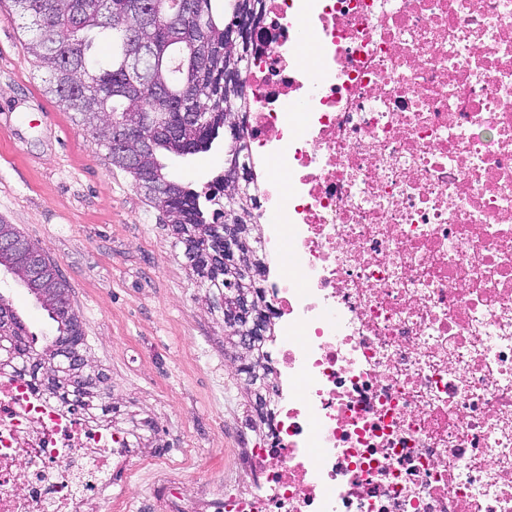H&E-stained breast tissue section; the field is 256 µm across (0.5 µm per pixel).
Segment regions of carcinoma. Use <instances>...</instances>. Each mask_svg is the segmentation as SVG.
I'll list each match as a JSON object with an SVG mask.
<instances>
[{
	"mask_svg": "<svg viewBox=\"0 0 512 512\" xmlns=\"http://www.w3.org/2000/svg\"><path fill=\"white\" fill-rule=\"evenodd\" d=\"M13 0L18 17L32 37L28 50L37 67L48 75L49 92L67 109L75 112L92 133L113 165L128 172L136 185L171 225L177 243L200 286L224 300L233 296L248 307L252 328L253 362L239 363L252 405L264 410L267 382L259 371L267 369L270 355L264 351L271 336L270 318L264 313L266 301L260 287L262 262L254 258L256 224L252 222L255 198L245 192L240 209L248 214L244 223H226L224 195L203 194L171 177L158 156L193 155L206 152L224 128V102H232L231 117L245 125L247 103L237 98L236 85L226 82L224 73H246L251 39H242L239 50L230 52L224 30L238 20L257 26L265 0ZM158 15L157 22L143 36L153 48L149 69L138 75L131 66L135 42L131 35L140 27V15ZM111 38L105 61L93 58L92 50L102 37ZM129 134H148L149 159L136 165L125 149L112 145V129ZM237 241L240 263L224 264V235ZM17 243L0 249V268L13 274L40 301L53 322L54 334L36 349L33 333L0 294V337H6L11 356H0V368L17 376L36 380L44 394L61 404L92 417L103 405L99 388L102 375L71 377L68 368L87 363L83 324L71 306L68 289L52 266L30 279L32 246L11 225L0 220V240ZM59 351L71 361L57 369L45 367V358Z\"/></svg>",
	"mask_w": 512,
	"mask_h": 512,
	"instance_id": "1",
	"label": "carcinoma"
}]
</instances>
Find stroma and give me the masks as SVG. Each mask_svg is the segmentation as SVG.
<instances>
[{
    "mask_svg": "<svg viewBox=\"0 0 512 512\" xmlns=\"http://www.w3.org/2000/svg\"><path fill=\"white\" fill-rule=\"evenodd\" d=\"M11 0H0V220L41 249L65 281L83 323L86 356L104 371L113 430L129 439L132 478L112 477L127 512H202L229 482L233 451L259 435L246 426L244 381L228 369L224 314L186 266L160 212L133 178L111 164L88 128L48 92L27 50ZM194 189L224 171V149L166 156ZM0 294L39 334L45 311L16 279ZM186 466L158 470L145 458Z\"/></svg>",
    "mask_w": 512,
    "mask_h": 512,
    "instance_id": "35a3bbf8",
    "label": "stroma"
}]
</instances>
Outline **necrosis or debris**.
Returning a JSON list of instances; mask_svg holds the SVG:
<instances>
[{"mask_svg": "<svg viewBox=\"0 0 512 512\" xmlns=\"http://www.w3.org/2000/svg\"><path fill=\"white\" fill-rule=\"evenodd\" d=\"M245 77L277 384L213 512H512V0H266ZM127 445L0 372V512Z\"/></svg>", "mask_w": 512, "mask_h": 512, "instance_id": "4bbe7bcc", "label": "necrosis or debris"}]
</instances>
